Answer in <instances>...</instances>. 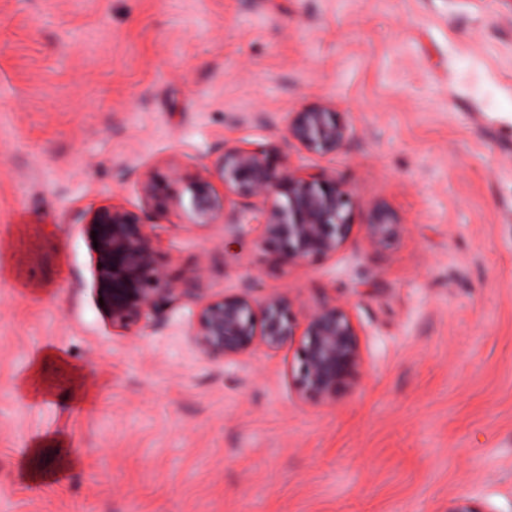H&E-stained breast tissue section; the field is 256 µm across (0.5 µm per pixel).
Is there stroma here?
I'll use <instances>...</instances> for the list:
<instances>
[{
    "mask_svg": "<svg viewBox=\"0 0 512 512\" xmlns=\"http://www.w3.org/2000/svg\"><path fill=\"white\" fill-rule=\"evenodd\" d=\"M330 104L332 155L290 113ZM329 169L336 255L278 262L252 224L178 227L145 175L223 144ZM405 231L363 239L375 204ZM163 227L205 296L341 298L360 363L306 392L298 343L228 359L195 306L112 324L88 214ZM512 512V0H0V512ZM288 138L306 152L335 154L347 138V127L329 105H317L291 113Z\"/></svg>",
    "mask_w": 512,
    "mask_h": 512,
    "instance_id": "obj_1",
    "label": "stroma"
}]
</instances>
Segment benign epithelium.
Instances as JSON below:
<instances>
[{
    "label": "benign epithelium",
    "mask_w": 512,
    "mask_h": 512,
    "mask_svg": "<svg viewBox=\"0 0 512 512\" xmlns=\"http://www.w3.org/2000/svg\"><path fill=\"white\" fill-rule=\"evenodd\" d=\"M287 132L300 149L318 155L336 153L348 134L329 105L291 113ZM214 174L224 186L222 195L212 183ZM144 192L156 209L180 211L185 229L220 219L238 235L249 214L262 226L264 245L290 265L336 254L352 227V194L335 172H309L292 165L286 155L256 150L244 140L223 146L212 171L188 175L171 162L165 172L147 174ZM86 226L97 232L93 288L112 323L130 328L173 302L191 301L196 304V345L222 360L255 346L278 350L299 335V384L327 398L358 366V333L342 305L324 304L301 325L292 302L281 295L259 304L246 292L204 298L199 293L204 269L185 280L172 278L155 244V225L136 212L114 205L102 208ZM403 228L393 211L377 205L362 232L370 247L379 248Z\"/></svg>",
    "instance_id": "7a95c632"
}]
</instances>
